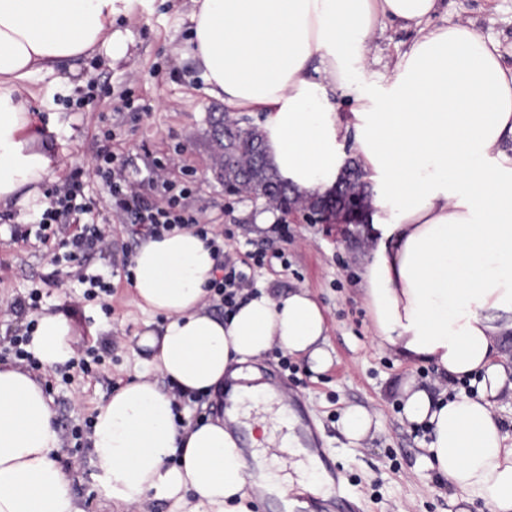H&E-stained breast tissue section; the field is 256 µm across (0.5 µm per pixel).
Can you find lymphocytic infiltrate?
<instances>
[{"label": "lymphocytic infiltrate", "mask_w": 512, "mask_h": 512, "mask_svg": "<svg viewBox=\"0 0 512 512\" xmlns=\"http://www.w3.org/2000/svg\"><path fill=\"white\" fill-rule=\"evenodd\" d=\"M166 170V164L156 162L147 171H139L131 161L107 149L98 155L92 168L72 171L52 191L48 205L36 219V235L52 252L53 264L77 267L79 280L87 286L85 299L111 293L101 275L86 273L82 265L90 254L111 249L113 225H136L152 236L176 228H194L202 235L210 232L199 213L184 204L192 194L191 187H175L168 181ZM96 179L101 181L106 193L105 199L99 202L89 195L90 183ZM143 179L156 188L158 201L147 202L141 195L138 185ZM210 233L217 238L223 235L219 229ZM271 263V255L258 250L247 253L242 265L220 266L210 283L213 302L223 307L225 314L235 312L242 290L250 281L248 268Z\"/></svg>", "instance_id": "lymphocytic-infiltrate-1"}]
</instances>
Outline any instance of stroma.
<instances>
[{"label": "stroma", "mask_w": 512, "mask_h": 512, "mask_svg": "<svg viewBox=\"0 0 512 512\" xmlns=\"http://www.w3.org/2000/svg\"><path fill=\"white\" fill-rule=\"evenodd\" d=\"M446 2L448 8L437 14L436 24L470 23L502 47L512 46V0ZM112 28L126 39L124 57L112 61L98 55L71 61L73 75L67 85L47 74L35 76L28 84L32 129L49 132L48 144L60 159L51 184H60L74 168L92 166L108 146L139 168L155 157L179 156L181 164L171 169L169 177L195 182L196 206L219 218L230 232L225 258L238 263L246 252L279 249L285 254L284 262L255 269L254 287L276 294L303 287L322 306L332 354L326 371H310L307 360L297 355L290 358L292 371H285L280 365L282 355L276 351L254 366L262 380L285 381L290 394L302 401L323 447L335 454L364 512H457L454 489L420 469L424 433L406 421L400 401L404 380L413 378L430 386L438 375L432 366L408 361L394 349L373 342L361 278L365 242L342 234L336 223H313L300 212L276 214L273 226L260 227L256 218L268 210L264 201L225 195L211 171L206 140L208 116L223 103L207 94L197 65L183 54L191 29L183 0H139L131 13L114 19ZM411 38L410 32L389 27L376 31L366 81L386 76L397 49ZM98 75L109 79L110 98L90 102L79 111L54 103L55 95L85 88ZM129 98L135 100V108L126 107ZM109 129L114 137L108 142L103 133ZM29 220V214L16 207L0 209V308L13 306L30 289L42 293L38 307L0 317V351L43 312L71 318L77 342L97 345L113 340L112 353L105 356L98 374L87 376L74 368L66 384L59 368L37 373L47 384L45 392L58 428L80 426L94 417L103 400L143 371L136 340L146 322L162 321L161 316L137 307L123 271L145 237L129 226H113L111 251L89 259L90 272L110 281L112 293L105 302H88L83 285L67 266L52 265L36 238L11 239L10 227L25 226ZM352 404L371 409L379 422L374 436L356 446L349 443L339 423L342 409ZM58 460L82 512H168L164 501L148 502L139 511L110 498L90 449L65 445Z\"/></svg>", "instance_id": "stroma-1"}]
</instances>
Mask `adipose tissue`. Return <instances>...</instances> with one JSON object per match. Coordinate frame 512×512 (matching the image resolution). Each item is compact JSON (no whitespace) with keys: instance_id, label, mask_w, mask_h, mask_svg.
<instances>
[{"instance_id":"ef3b65f1","label":"adipose tissue","mask_w":512,"mask_h":512,"mask_svg":"<svg viewBox=\"0 0 512 512\" xmlns=\"http://www.w3.org/2000/svg\"><path fill=\"white\" fill-rule=\"evenodd\" d=\"M137 0H0V206L26 207L58 159L31 131L33 75L69 81L62 64L127 44L112 22ZM185 50L228 112H259L267 151L303 196L326 193L347 157L372 188L361 230L363 284L378 344L433 365L475 395L402 386L408 422L425 426L420 465L458 492L512 512V447L494 414L512 399V68L474 27L437 25L443 0H191ZM414 33L388 78L365 83L383 24ZM350 99L336 109V91ZM218 256L192 228L162 232L132 256L134 300L164 315L139 347L148 370L190 393L222 383L231 363L271 348L332 363L323 310L307 289L250 297L230 318L209 310ZM62 315L37 320L30 351L50 368L74 355ZM227 420L177 424L150 379L97 409L92 453L113 499L169 512H251L248 489L286 497L261 447L288 407L258 386L232 388ZM255 430L245 455L226 421ZM55 412L42 385L0 365V512H81L57 461Z\"/></svg>"}]
</instances>
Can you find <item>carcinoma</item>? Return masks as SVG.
I'll use <instances>...</instances> for the list:
<instances>
[{
    "mask_svg": "<svg viewBox=\"0 0 512 512\" xmlns=\"http://www.w3.org/2000/svg\"><path fill=\"white\" fill-rule=\"evenodd\" d=\"M207 135L214 176L226 191L234 195L262 198L268 203L274 201L281 210L305 205L313 210L322 207L326 218L354 207L366 208L368 194L364 183L354 174L358 168L355 162L343 171L332 191L314 198H303L281 178L272 164L259 126L227 125L225 113L212 112Z\"/></svg>",
    "mask_w": 512,
    "mask_h": 512,
    "instance_id": "carcinoma-1",
    "label": "carcinoma"
}]
</instances>
